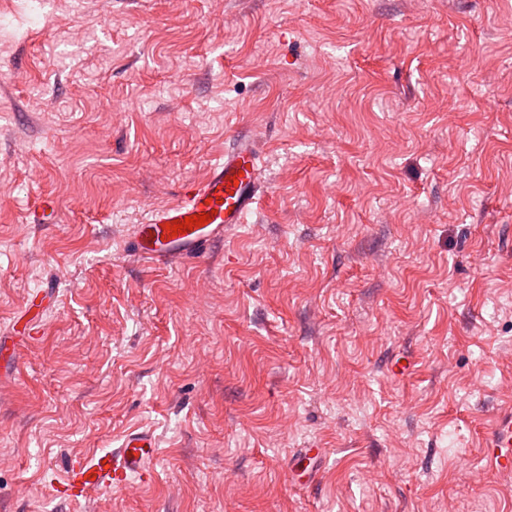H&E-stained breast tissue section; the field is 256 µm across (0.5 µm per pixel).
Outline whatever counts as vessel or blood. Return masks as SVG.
<instances>
[{"mask_svg": "<svg viewBox=\"0 0 512 512\" xmlns=\"http://www.w3.org/2000/svg\"><path fill=\"white\" fill-rule=\"evenodd\" d=\"M262 150L253 138L243 136L209 168L203 180L184 185L178 199L150 209L145 221L132 234L134 254L158 264L182 261L223 238L233 226L243 223L263 190ZM209 214L207 224L172 234L166 226L175 220ZM490 457L498 471L512 472V419L490 439ZM160 449L154 436L135 432L124 437L120 447L70 460L58 481L57 491L70 502L92 495L123 491L133 481L153 482Z\"/></svg>", "mask_w": 512, "mask_h": 512, "instance_id": "b4317fda", "label": "vessel or blood"}]
</instances>
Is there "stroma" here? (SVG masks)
<instances>
[{
  "mask_svg": "<svg viewBox=\"0 0 512 512\" xmlns=\"http://www.w3.org/2000/svg\"><path fill=\"white\" fill-rule=\"evenodd\" d=\"M242 131L245 222L133 257ZM0 336V512H512V0H0ZM490 458L498 471L512 472V417L499 428L489 440ZM160 449L149 432H135L124 437L119 448L70 460L57 480V492L69 502H81L94 494L123 491L132 482L151 483L156 478L155 463Z\"/></svg>",
  "mask_w": 512,
  "mask_h": 512,
  "instance_id": "1",
  "label": "stroma"
}]
</instances>
